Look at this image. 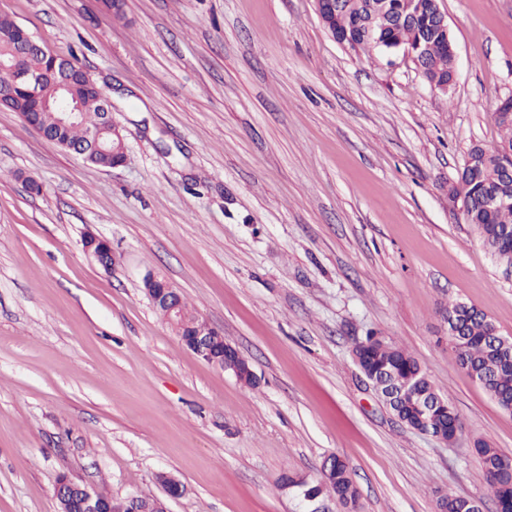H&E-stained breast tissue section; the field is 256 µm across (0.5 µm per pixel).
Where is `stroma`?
<instances>
[{"label": "stroma", "mask_w": 512, "mask_h": 512, "mask_svg": "<svg viewBox=\"0 0 512 512\" xmlns=\"http://www.w3.org/2000/svg\"><path fill=\"white\" fill-rule=\"evenodd\" d=\"M457 69L432 90L404 51L354 49L314 0H0L104 85L127 160L96 167L0 108V512H57L60 477L169 512H305L341 457L362 512H496L481 439L512 413L455 363L463 302L512 337V268L463 218L469 150L512 96V0H438ZM35 180L40 193L30 192ZM109 241L112 268L83 249ZM167 279L257 384L187 349L143 290ZM405 348L460 416L445 443L402 424L352 358Z\"/></svg>", "instance_id": "stroma-1"}]
</instances>
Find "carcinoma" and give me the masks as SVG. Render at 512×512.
Listing matches in <instances>:
<instances>
[{"label":"carcinoma","instance_id":"carcinoma-1","mask_svg":"<svg viewBox=\"0 0 512 512\" xmlns=\"http://www.w3.org/2000/svg\"><path fill=\"white\" fill-rule=\"evenodd\" d=\"M333 33L346 42L361 43L371 39L387 46H396L422 39L427 43L426 55L420 60L424 77L431 83L451 84L453 72V44L451 39L436 29L435 13L438 5L433 0H418V19L409 26L398 24L397 17L404 11L407 0H339ZM18 31L16 23L7 17L0 18V34L8 38L0 40V58L10 56L13 36ZM59 92L55 85L47 82L31 90L25 87L14 89L8 101L9 107L21 112L28 125L35 126L58 140L66 148L83 146L90 130L97 128L102 119L99 101L87 95L82 105L80 120L67 127L56 124L53 109ZM495 123L506 132V138L492 149L475 146L473 153L488 155L487 165L481 169L463 172L459 178L460 192L467 198L468 223L478 231L484 246L499 261L512 267V203L489 206L485 202V191L502 179L498 151L512 149V120L507 122L495 118ZM184 315L177 327V335L193 336L207 333L209 326L184 302L178 298ZM443 319L456 332L450 343L456 363L482 386L488 395L502 408L512 403V340L501 341V333L485 314L474 306L454 303L448 306ZM353 353L370 381L387 393L409 387L400 408L405 424L421 427V408L428 400L439 396L433 382L421 369L419 363L403 348L384 336L371 334L355 341ZM213 354L224 357V364L237 369V379L246 387L255 384L250 365L238 357L235 350H224V340L213 341ZM459 430V419L453 406L441 407L434 412L430 435L444 441L455 439ZM474 452L480 459L487 484L493 492L499 512H512V459L484 441L475 443ZM280 487L297 489L313 496L327 492L345 506L347 512H357L358 492L353 483L347 463L332 455L326 468L325 478L316 485L299 476L284 474ZM58 494L65 502V509L73 512L82 496V485L63 476L57 486Z\"/></svg>","mask_w":512,"mask_h":512}]
</instances>
